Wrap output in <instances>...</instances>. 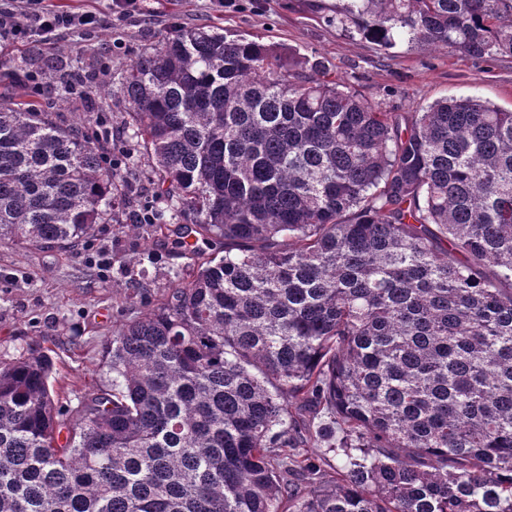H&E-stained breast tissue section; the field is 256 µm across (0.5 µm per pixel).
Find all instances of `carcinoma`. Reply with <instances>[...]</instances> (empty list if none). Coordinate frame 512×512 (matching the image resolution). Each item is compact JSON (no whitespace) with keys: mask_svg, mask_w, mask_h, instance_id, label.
Returning <instances> with one entry per match:
<instances>
[{"mask_svg":"<svg viewBox=\"0 0 512 512\" xmlns=\"http://www.w3.org/2000/svg\"><path fill=\"white\" fill-rule=\"evenodd\" d=\"M336 24L512 56V0H343ZM121 93L193 276L113 333L112 389L69 418L51 357L0 362V512H512V112H388L204 27ZM104 137L0 94L1 244L73 250L140 195Z\"/></svg>","mask_w":512,"mask_h":512,"instance_id":"obj_1","label":"carcinoma"}]
</instances>
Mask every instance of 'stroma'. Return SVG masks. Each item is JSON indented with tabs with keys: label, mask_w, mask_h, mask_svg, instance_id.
I'll list each match as a JSON object with an SVG mask.
<instances>
[{
	"label": "stroma",
	"mask_w": 512,
	"mask_h": 512,
	"mask_svg": "<svg viewBox=\"0 0 512 512\" xmlns=\"http://www.w3.org/2000/svg\"><path fill=\"white\" fill-rule=\"evenodd\" d=\"M338 0H148L145 11L123 14L113 0H53L76 11H95L102 25L82 35L64 32L0 51V79L24 57L62 61L96 85L113 79L143 47L176 27L229 29L265 43L289 46L325 63L336 79L390 112H412L444 97L476 96L512 111V57L472 58L454 47L420 49L407 43L384 50L331 23ZM36 101L60 124L85 132L111 127L125 180H141L149 167L124 124V101L113 94L108 112L76 110L61 89L42 84ZM175 222L166 201L146 191L119 211L115 224L96 225L71 253L0 245V360L40 351L54 363L51 379L58 407L75 406L78 395L106 390V366L114 330L152 309L192 276L191 261L173 242L157 244L151 225L140 223L142 208Z\"/></svg>",
	"instance_id": "obj_1"
}]
</instances>
